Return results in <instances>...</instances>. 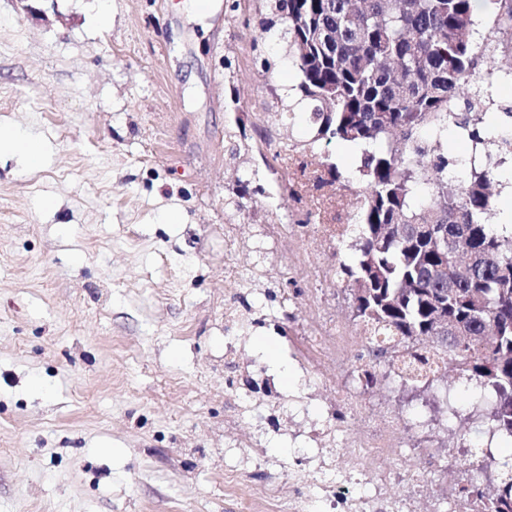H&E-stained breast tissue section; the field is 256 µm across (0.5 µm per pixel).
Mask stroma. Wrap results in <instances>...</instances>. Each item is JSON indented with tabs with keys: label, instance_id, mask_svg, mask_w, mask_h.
<instances>
[{
	"label": "stroma",
	"instance_id": "1",
	"mask_svg": "<svg viewBox=\"0 0 512 512\" xmlns=\"http://www.w3.org/2000/svg\"><path fill=\"white\" fill-rule=\"evenodd\" d=\"M111 14L100 26V8ZM269 0H0V512H334L352 469L317 434L400 420L381 470L458 467L491 402L450 372L365 389L350 293L355 158L289 120L298 76ZM339 181L315 187L317 164ZM177 222H167L168 213ZM349 337L344 354L324 340ZM459 403L457 418L446 411ZM360 416L337 420L349 398Z\"/></svg>",
	"mask_w": 512,
	"mask_h": 512
}]
</instances>
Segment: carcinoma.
I'll return each instance as SVG.
<instances>
[{"label":"carcinoma","instance_id":"1","mask_svg":"<svg viewBox=\"0 0 512 512\" xmlns=\"http://www.w3.org/2000/svg\"><path fill=\"white\" fill-rule=\"evenodd\" d=\"M485 4L512 54V0ZM275 11L299 76L288 111L309 101L313 141L335 139L360 156L361 232L339 276L367 336L366 386L382 382L380 359L414 387L451 366L495 396L494 429L512 438V234L492 224L497 172L474 153L461 186L437 153L450 124L477 145L493 140L480 115L512 77L476 76L498 46L479 34L474 0H275ZM442 318L463 336L438 334ZM459 493L481 498L484 512H512V469L492 492Z\"/></svg>","mask_w":512,"mask_h":512}]
</instances>
